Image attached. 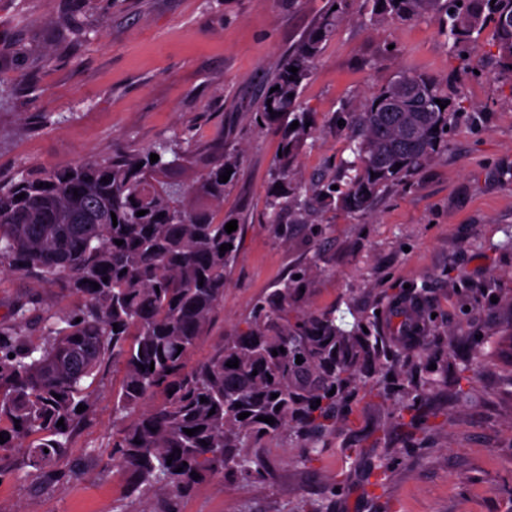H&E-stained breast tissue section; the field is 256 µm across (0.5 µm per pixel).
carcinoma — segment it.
<instances>
[{"label":"carcinoma","mask_w":512,"mask_h":512,"mask_svg":"<svg viewBox=\"0 0 512 512\" xmlns=\"http://www.w3.org/2000/svg\"><path fill=\"white\" fill-rule=\"evenodd\" d=\"M348 2L326 0L253 102L254 124L281 133L282 156L275 159L267 196L272 224L314 201L323 209L364 210L448 142V110L437 104L448 100V89L436 78L401 70L357 109L341 111L338 130L354 155L342 165L345 184L335 189L333 178L312 187L298 178L297 157L314 130L301 88L327 41L349 18ZM363 3L366 25L429 18L456 43L473 41L474 33L490 25L498 66L512 68V0ZM399 82L408 83L410 94L395 105L389 93ZM153 153L159 155L155 163ZM240 161L234 147L203 156L187 132L139 152L0 181V275L31 274L46 284L63 278L82 299L76 311L46 314L45 337L38 342L20 331L31 312L23 305L12 324H0V433L6 439L0 446L26 448L28 474L52 471L85 416L79 405L90 408L98 397L89 380L109 361L122 370L112 392V414L121 421L112 428L113 465L143 493L176 495L206 472L251 477L257 470L247 449L282 436L296 442L299 461L309 464L347 420L361 388L376 377L377 395L395 397L394 419L411 428L448 387V362L458 356L457 345L423 325L421 293L389 299L386 313L399 319L400 332L389 341L376 330L379 316L350 302L342 311L304 309L306 270L257 302L245 326L224 337L214 354L187 366L224 302L226 272L240 250L242 224L225 231L240 217L224 214L227 184L219 181L226 170L238 171ZM198 165L202 170L194 180L181 179L185 169ZM22 193L25 198L17 199ZM141 210L146 214L137 215ZM223 244L232 249L220 252ZM298 358L303 362L296 363ZM235 359L238 367L226 366ZM432 364L436 369H429ZM243 412L249 416L238 419ZM259 416L274 418V424ZM61 419L63 429L57 426ZM194 428V435L185 433Z\"/></svg>","instance_id":"obj_1"}]
</instances>
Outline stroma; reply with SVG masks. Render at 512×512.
<instances>
[{
  "mask_svg": "<svg viewBox=\"0 0 512 512\" xmlns=\"http://www.w3.org/2000/svg\"><path fill=\"white\" fill-rule=\"evenodd\" d=\"M325 0H0V179L140 151L183 131L201 148L217 137L241 163L224 209L243 220L226 274L224 305L191 352L197 364L247 319L288 272L308 267L307 310L348 298L383 309L404 286L428 291L433 328L478 337L483 365L463 384L467 401L438 398L408 443L391 425L393 401L368 395L329 436L317 461L298 462L288 439L253 448L255 478L204 474L178 495L132 491L112 464V389L73 434L58 475L26 473V451L0 448V512H512V76L499 71L491 29L476 47H452L429 19L363 25L360 0L327 42L302 99L316 131L299 155L316 184L350 158L340 108L359 106L399 70L447 82L448 147L364 212L314 209L280 235L266 221L280 136L251 121L257 73L281 58ZM36 301L70 312L81 300L63 283L0 276V323Z\"/></svg>",
  "mask_w": 512,
  "mask_h": 512,
  "instance_id": "obj_1",
  "label": "stroma"
}]
</instances>
